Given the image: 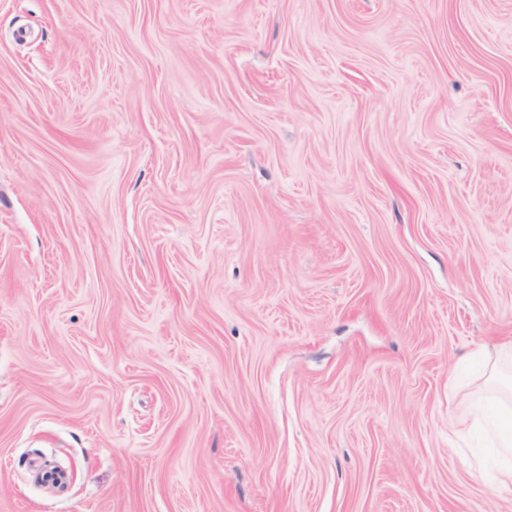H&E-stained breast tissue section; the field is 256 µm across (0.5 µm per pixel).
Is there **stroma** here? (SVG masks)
<instances>
[{"label": "stroma", "instance_id": "stroma-1", "mask_svg": "<svg viewBox=\"0 0 512 512\" xmlns=\"http://www.w3.org/2000/svg\"><path fill=\"white\" fill-rule=\"evenodd\" d=\"M512 0H0V512H512ZM475 353L485 356L486 368L482 376L485 390L477 398V412L483 419L484 428L492 440L493 448L497 455L507 463L500 475L503 477L499 483L507 487L512 482V407L501 398L504 390L512 391V375L504 373L497 362L491 366L486 347H480L471 351L467 356Z\"/></svg>", "mask_w": 512, "mask_h": 512}]
</instances>
